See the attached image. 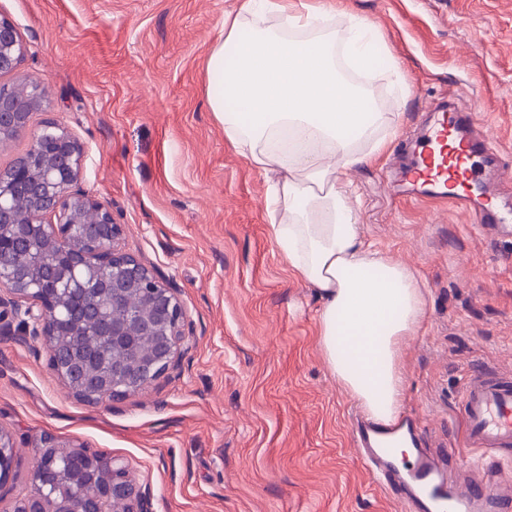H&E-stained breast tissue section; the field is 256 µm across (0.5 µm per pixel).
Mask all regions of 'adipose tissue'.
<instances>
[{
	"label": "adipose tissue",
	"instance_id": "obj_1",
	"mask_svg": "<svg viewBox=\"0 0 512 512\" xmlns=\"http://www.w3.org/2000/svg\"><path fill=\"white\" fill-rule=\"evenodd\" d=\"M255 0L224 16L207 65V96L224 137L248 165L276 176L268 233L289 269L319 295L318 348L337 384L367 417L393 424L404 384L401 353L426 313L411 266L366 243L341 187L386 147L385 116L346 72L380 51L371 26L344 42L307 0H265L275 25L246 27ZM236 54L225 60L226 44Z\"/></svg>",
	"mask_w": 512,
	"mask_h": 512
}]
</instances>
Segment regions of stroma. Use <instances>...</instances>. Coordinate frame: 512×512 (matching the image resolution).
<instances>
[{
    "mask_svg": "<svg viewBox=\"0 0 512 512\" xmlns=\"http://www.w3.org/2000/svg\"><path fill=\"white\" fill-rule=\"evenodd\" d=\"M242 0H0L25 52L0 85L45 78L49 97L0 146V169L43 124L83 148L81 186L124 227L123 244L177 288L190 347L153 385L108 406L78 398L43 345L0 335V429L25 458L42 435L123 459L150 512H400L365 474L360 412L316 345L321 301L267 231L273 175L224 138L206 62ZM383 33L370 73L394 114L391 152L442 101L474 107L503 166L512 212V0H341ZM389 154L351 170L367 241L418 270L426 315L402 350L401 408L424 447L462 446L471 371L512 374V239L486 235L452 205L395 195Z\"/></svg>",
    "mask_w": 512,
    "mask_h": 512,
    "instance_id": "obj_1",
    "label": "stroma"
}]
</instances>
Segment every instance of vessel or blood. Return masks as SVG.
<instances>
[{
  "instance_id": "obj_1",
  "label": "vessel or blood",
  "mask_w": 512,
  "mask_h": 512,
  "mask_svg": "<svg viewBox=\"0 0 512 512\" xmlns=\"http://www.w3.org/2000/svg\"><path fill=\"white\" fill-rule=\"evenodd\" d=\"M496 162L492 142L477 132L473 113L444 105L412 141L400 183L414 199L448 202L472 213L483 227L512 235L504 213L474 205L476 197L490 194L482 170ZM462 415L466 447L484 452L471 465L473 478L462 494L446 478L452 459L419 447L412 461L399 460L397 429L355 423L358 456L402 512H512V481L490 460L512 447V376L488 367L474 371L463 391Z\"/></svg>"
}]
</instances>
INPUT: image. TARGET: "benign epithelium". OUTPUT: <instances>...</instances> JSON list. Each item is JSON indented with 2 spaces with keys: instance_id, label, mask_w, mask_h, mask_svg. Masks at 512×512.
Segmentation results:
<instances>
[{
  "instance_id": "benign-epithelium-1",
  "label": "benign epithelium",
  "mask_w": 512,
  "mask_h": 512,
  "mask_svg": "<svg viewBox=\"0 0 512 512\" xmlns=\"http://www.w3.org/2000/svg\"><path fill=\"white\" fill-rule=\"evenodd\" d=\"M24 47L16 28L0 20V75L18 65ZM24 101L0 93V140L27 126L28 110L48 98L42 78L25 83ZM82 150L55 122L44 124L30 150L0 170V335L40 340L53 373L92 405L129 397L161 378L189 348L176 288L119 247L123 225L80 186ZM56 218L46 223V216ZM88 280L96 287L73 292ZM26 301L25 309L19 302ZM101 348L77 355L86 323ZM27 467L32 490L13 512H148V492L129 465L81 442L51 434ZM24 468L11 436L0 430V487Z\"/></svg>"
}]
</instances>
